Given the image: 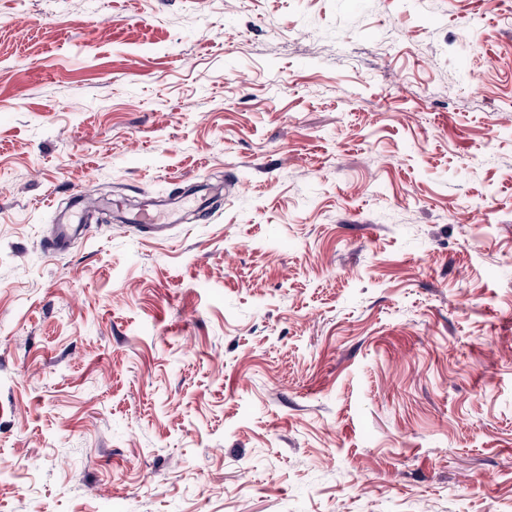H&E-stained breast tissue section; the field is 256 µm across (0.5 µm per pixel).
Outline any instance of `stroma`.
<instances>
[{
  "mask_svg": "<svg viewBox=\"0 0 512 512\" xmlns=\"http://www.w3.org/2000/svg\"><path fill=\"white\" fill-rule=\"evenodd\" d=\"M0 512H512V0H0ZM183 205L179 202L161 201L145 208L128 213L124 217V226L135 232H148L149 236L161 238L166 231L183 218Z\"/></svg>",
  "mask_w": 512,
  "mask_h": 512,
  "instance_id": "35a3bbf8",
  "label": "stroma"
}]
</instances>
